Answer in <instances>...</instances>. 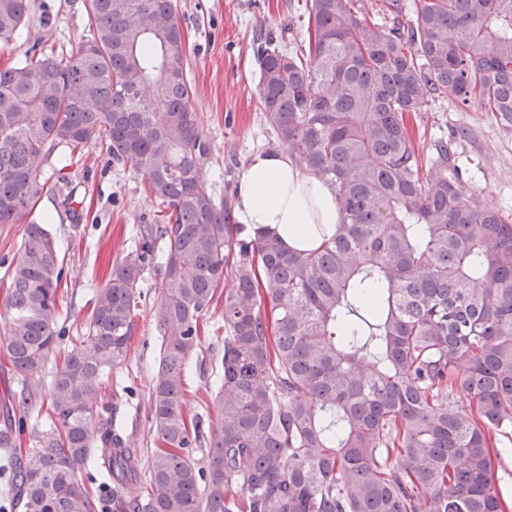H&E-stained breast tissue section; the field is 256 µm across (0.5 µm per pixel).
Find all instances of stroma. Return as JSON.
Segmentation results:
<instances>
[{
    "label": "stroma",
    "instance_id": "35a3bbf8",
    "mask_svg": "<svg viewBox=\"0 0 512 512\" xmlns=\"http://www.w3.org/2000/svg\"><path fill=\"white\" fill-rule=\"evenodd\" d=\"M183 29L186 76L193 88L192 106L203 121L213 151L208 176L216 196L237 186L250 158L268 150L271 133L258 108L259 67L254 42L259 32L281 31L285 40L307 37V18L297 0H174ZM32 18L8 48H0V67L16 62L32 44L49 55L76 54L88 35L83 0H31ZM411 130L424 143L443 132L466 129L458 146V163L466 171L475 204L491 203L512 215V124L476 108L457 110L439 99L429 111L408 117ZM42 180L55 181L65 167L80 202L82 218L72 222L59 205L57 193L45 194L29 218L46 225L59 246L64 268L58 326L82 335L96 288L104 283L116 257L129 250L140 225L150 223L156 203L143 182L125 165L110 163L100 146L70 153L65 146L41 154L36 162ZM25 223L0 224V331L9 320L5 265L18 255ZM163 283L160 267H147L142 289L145 302L130 358L118 372L130 391L117 414L139 447L152 446L149 387L158 367L160 331L155 321ZM222 352L220 342L206 338L192 360L187 410L207 414L203 389L215 380Z\"/></svg>",
    "mask_w": 512,
    "mask_h": 512
}]
</instances>
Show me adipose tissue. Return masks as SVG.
Listing matches in <instances>:
<instances>
[{"mask_svg":"<svg viewBox=\"0 0 512 512\" xmlns=\"http://www.w3.org/2000/svg\"><path fill=\"white\" fill-rule=\"evenodd\" d=\"M236 214L247 228L277 237L287 249L311 252L337 232L335 192L285 150L255 154L237 189Z\"/></svg>","mask_w":512,"mask_h":512,"instance_id":"obj_1","label":"adipose tissue"}]
</instances>
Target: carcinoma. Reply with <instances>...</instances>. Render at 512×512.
<instances>
[{
    "label": "carcinoma",
    "mask_w": 512,
    "mask_h": 512,
    "mask_svg": "<svg viewBox=\"0 0 512 512\" xmlns=\"http://www.w3.org/2000/svg\"><path fill=\"white\" fill-rule=\"evenodd\" d=\"M358 2L305 0L303 44L257 38L272 144L330 185L342 212L313 253L244 233L234 194L216 201L173 0H84L77 54L33 47L0 68V224L68 183L60 172L48 186L35 165L61 144L102 146L158 203L47 384L65 336L45 225H27L5 271L0 355L19 390L0 399V478L22 512H507L491 433L512 428V220L469 202L464 130L425 157L406 114L441 98L512 124V0H413L406 27L368 22ZM29 21L30 0H0V47ZM154 263L164 280L144 464L99 403L121 397L113 378ZM221 299L202 465L186 385ZM33 417L41 428L19 448L16 424Z\"/></svg>",
    "instance_id": "cac0c4a2"
}]
</instances>
